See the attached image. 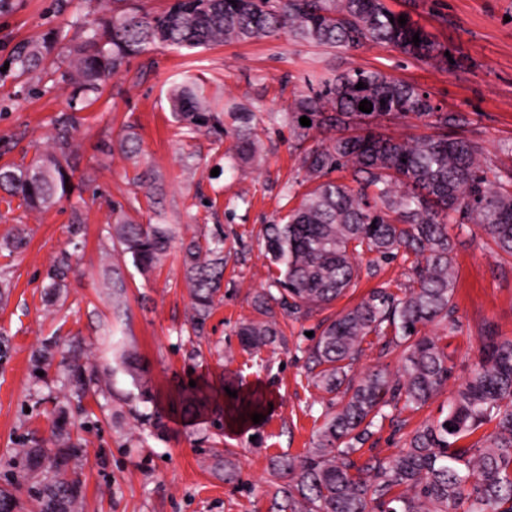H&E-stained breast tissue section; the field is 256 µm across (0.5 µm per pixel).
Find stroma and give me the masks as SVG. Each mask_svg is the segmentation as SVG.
<instances>
[{"label": "stroma", "instance_id": "1", "mask_svg": "<svg viewBox=\"0 0 512 512\" xmlns=\"http://www.w3.org/2000/svg\"><path fill=\"white\" fill-rule=\"evenodd\" d=\"M388 3L409 13L448 49L453 59L448 69L386 44L339 52L283 37L197 49L154 47L112 76L101 98L83 110L76 133L80 161L72 177L77 195L37 212L0 191V238L18 224L28 233L25 249L0 252V280L10 285L8 296L0 298V487L22 469V449L49 437L46 412L60 394V372L53 367L36 376L32 352L55 336L79 345L97 365L112 361L103 343L113 322L104 288L112 276L103 254L108 196L140 223L174 225L186 240L223 226L227 263L200 338L184 329L191 301L178 249H171L154 272L124 268L128 312L122 337L140 357L166 428L156 435L131 415L123 400L131 384L122 375L108 412L91 397L69 404V427L84 448L76 474L81 512H270L271 459L304 455L323 423L318 392L305 372L311 333L321 332L371 289L400 293L412 265L403 256L383 262L362 254L355 288L323 309L276 310L285 344L242 350L236 328L255 318L253 297L274 273L263 248L264 229L284 223L292 206L288 191L304 192L297 184L302 148L292 137L291 110L304 77L379 69L429 92L442 111L463 113L466 134L482 144L487 162L500 163L499 144L512 141V0ZM78 13L79 0H0V165L29 163L70 101L62 50L47 55L42 70L28 76H18L9 61L19 46L59 30L81 38L74 24ZM189 79L197 80L208 100L233 99L256 114L259 163L235 167L227 153L231 139L188 134L176 124L168 93ZM129 132L141 148L134 160L119 146ZM137 167L152 175L153 201L127 180ZM75 204L85 220L77 246L68 231ZM449 232L456 321L426 326L422 333L446 346L452 376L439 396L418 411L404 412L411 428L446 415L449 400L482 358L487 330L512 339V258L475 225H454ZM65 250L72 254V270L57 305L48 307L43 301L47 272ZM193 381L219 388L222 415L184 416L181 394ZM253 391L266 400L262 420L228 426L225 413L235 394ZM228 458L241 468L239 482L224 480Z\"/></svg>", "mask_w": 512, "mask_h": 512}]
</instances>
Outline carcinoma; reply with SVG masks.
<instances>
[{
    "label": "carcinoma",
    "instance_id": "carcinoma-1",
    "mask_svg": "<svg viewBox=\"0 0 512 512\" xmlns=\"http://www.w3.org/2000/svg\"><path fill=\"white\" fill-rule=\"evenodd\" d=\"M397 23L386 0H171L159 12L114 9L84 39L69 46L72 98L69 110L53 121L50 143L22 166H0V189L30 210L47 209L70 195L76 159L74 132L80 103L100 99L108 78L152 45L199 48L226 41L288 37L330 49L356 51L370 43L390 44L405 55L439 66L446 48L405 15ZM421 42H412L414 35ZM54 34L28 46L12 61L19 74L35 70L58 42ZM364 88L358 89V83ZM172 115L186 133L203 128L237 140L235 156L254 160L258 132L254 114L237 107L216 111L191 81L170 91ZM372 111L359 110L362 100ZM298 116L311 120L293 127L303 142L313 132L326 135L305 150L299 172L314 183L284 224H268L264 249L276 268L270 287L256 293L261 318L242 322L243 350L258 352L283 339L274 306L295 311L330 304L356 285L357 257L380 260L398 253L414 256L410 284L399 297L374 288L332 320L307 349L305 369L322 393L325 421L313 448L303 457L278 456L270 469L271 512H512V339L484 337L483 357L448 403L442 419L425 421L405 436L392 457L354 459L374 428L402 412L417 411L442 392L451 375L448 353L438 339L420 335L435 321H454L456 280L450 224H476L504 254L512 257V164L491 166L483 148L456 132L464 117L440 111L430 94L379 69L353 68L325 79L295 100ZM398 115L429 119L432 133L406 138L383 135L379 121ZM347 169L351 183L332 178ZM107 225L112 251L130 259L140 272L161 265L175 239L170 224H140L112 201ZM184 283L191 298L187 332L203 334L224 278V231L217 229L181 243ZM70 268L64 253L47 274L45 296L52 298ZM110 299L115 316L126 307L124 280L112 271ZM394 335L388 336V329ZM403 348L395 373L376 368L362 378L349 375L370 335ZM116 366L103 369L79 359L80 350H58L46 339L33 353L34 369L44 371L61 355L68 399L112 394L117 374L130 378L131 410L161 432L165 423L140 405L153 394L140 373L137 353L122 340H110ZM185 412L200 415L210 405L208 388L182 395ZM52 448L37 443L23 451L25 465L15 482L0 488V502L14 510L23 484L39 485L27 512H78L79 484L66 478L83 456L80 441L67 429L66 407L54 404ZM495 422L490 434L479 433ZM450 427H445V424Z\"/></svg>",
    "mask_w": 512,
    "mask_h": 512
}]
</instances>
